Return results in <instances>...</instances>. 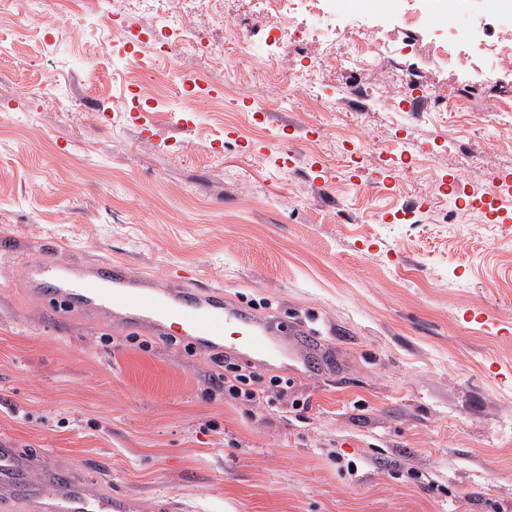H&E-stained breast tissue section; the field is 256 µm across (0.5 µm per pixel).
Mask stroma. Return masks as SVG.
Here are the masks:
<instances>
[{
  "instance_id": "obj_1",
  "label": "stroma",
  "mask_w": 512,
  "mask_h": 512,
  "mask_svg": "<svg viewBox=\"0 0 512 512\" xmlns=\"http://www.w3.org/2000/svg\"><path fill=\"white\" fill-rule=\"evenodd\" d=\"M151 11L0 0V434L141 512H512V122L483 78L451 70L421 27L406 69L460 112L366 107L394 63L329 69L318 99L279 96L248 0H190L218 47L188 102L180 49L141 46ZM477 20L484 0H400ZM154 112L120 111L131 73ZM288 144L283 165L274 144ZM460 179L466 195L452 198ZM495 201H483L489 187ZM118 259L288 324L265 369L288 399L213 386V351L57 307L25 266Z\"/></svg>"
}]
</instances>
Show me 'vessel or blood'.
Listing matches in <instances>:
<instances>
[{"mask_svg": "<svg viewBox=\"0 0 512 512\" xmlns=\"http://www.w3.org/2000/svg\"><path fill=\"white\" fill-rule=\"evenodd\" d=\"M62 262L53 256L27 265L33 290L48 293L56 303L85 314L119 319L168 334L180 322L203 347L244 355L254 364H267L278 356V346L267 321L227 301L220 288L187 291L181 285L161 286L137 275L122 262L71 268L64 282L56 275ZM26 503L36 512H137L134 499L92 489L81 474L60 482L46 466V454L18 447L0 437V506Z\"/></svg>", "mask_w": 512, "mask_h": 512, "instance_id": "1", "label": "vessel or blood"}]
</instances>
